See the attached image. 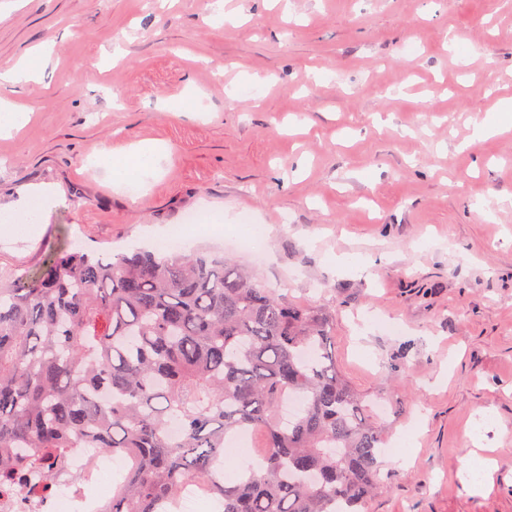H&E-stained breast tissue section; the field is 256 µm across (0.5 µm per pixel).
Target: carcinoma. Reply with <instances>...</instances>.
I'll list each match as a JSON object with an SVG mask.
<instances>
[{"mask_svg":"<svg viewBox=\"0 0 512 512\" xmlns=\"http://www.w3.org/2000/svg\"><path fill=\"white\" fill-rule=\"evenodd\" d=\"M334 319L201 250L109 260L61 235L0 280V494L51 498L70 449L91 448L130 461L103 512H182L187 485L219 512H367L383 437L336 369ZM287 394L302 407L284 426ZM243 430L265 459L227 482L216 466Z\"/></svg>","mask_w":512,"mask_h":512,"instance_id":"obj_1","label":"carcinoma"}]
</instances>
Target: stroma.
<instances>
[{"mask_svg":"<svg viewBox=\"0 0 512 512\" xmlns=\"http://www.w3.org/2000/svg\"><path fill=\"white\" fill-rule=\"evenodd\" d=\"M36 52L0 84L29 109L0 136V205L55 201L0 236V275L63 228L119 254L202 213L186 242L333 309L385 443L415 431L368 512H512V0H0V68ZM138 144L152 175L114 187L99 152Z\"/></svg>","mask_w":512,"mask_h":512,"instance_id":"35a3bbf8","label":"stroma"}]
</instances>
